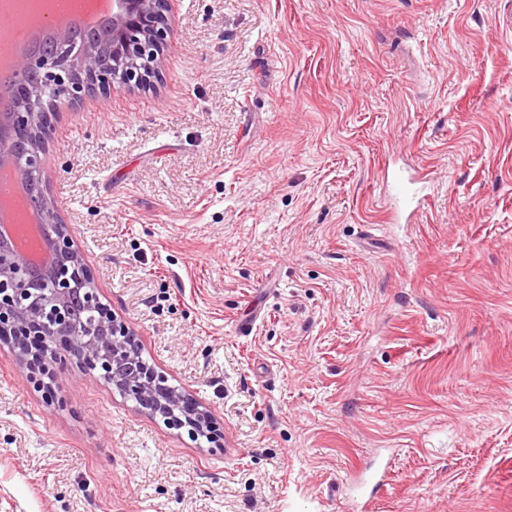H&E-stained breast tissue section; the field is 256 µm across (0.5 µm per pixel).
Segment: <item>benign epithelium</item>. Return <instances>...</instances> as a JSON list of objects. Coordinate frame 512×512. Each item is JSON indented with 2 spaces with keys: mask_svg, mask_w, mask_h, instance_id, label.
<instances>
[{
  "mask_svg": "<svg viewBox=\"0 0 512 512\" xmlns=\"http://www.w3.org/2000/svg\"><path fill=\"white\" fill-rule=\"evenodd\" d=\"M169 9L170 0H112L110 68L100 65V50L94 46L71 49L72 33L63 23L52 49L16 56L18 72L36 76L38 84L26 89L24 110L0 113V164L11 165L26 187L47 232L51 260L36 267L0 238V344L12 348L27 370V381L44 391L51 404L62 403L57 377L76 362L99 371L141 409L196 432L210 418L208 411L165 384V377L143 361L134 330L102 301L92 269L49 198L40 142L58 101L107 95L118 84L151 85L170 33ZM77 306L95 313L93 325L77 318Z\"/></svg>",
  "mask_w": 512,
  "mask_h": 512,
  "instance_id": "obj_1",
  "label": "benign epithelium"
}]
</instances>
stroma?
Here are the masks:
<instances>
[{"label":"stroma","instance_id":"stroma-1","mask_svg":"<svg viewBox=\"0 0 512 512\" xmlns=\"http://www.w3.org/2000/svg\"><path fill=\"white\" fill-rule=\"evenodd\" d=\"M512 0H175L153 87L61 103L50 198L216 442L0 346V512H512ZM427 173L394 221L384 174ZM252 325L249 335L238 322ZM383 472L361 473L350 483L349 510L353 512H370L374 492L383 485Z\"/></svg>","mask_w":512,"mask_h":512}]
</instances>
